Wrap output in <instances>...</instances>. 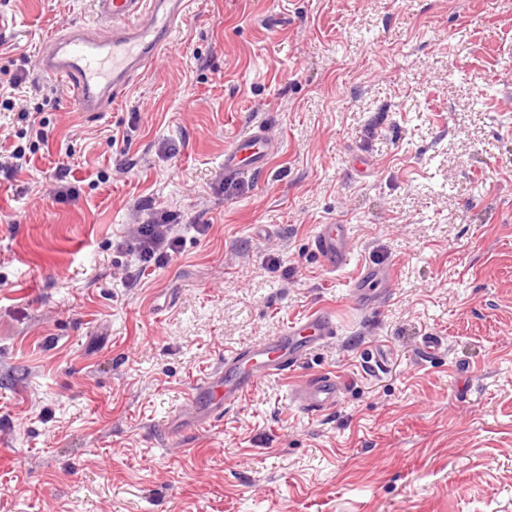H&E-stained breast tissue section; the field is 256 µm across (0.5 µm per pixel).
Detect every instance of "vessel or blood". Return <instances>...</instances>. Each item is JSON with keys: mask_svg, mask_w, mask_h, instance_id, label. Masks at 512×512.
Instances as JSON below:
<instances>
[{"mask_svg": "<svg viewBox=\"0 0 512 512\" xmlns=\"http://www.w3.org/2000/svg\"><path fill=\"white\" fill-rule=\"evenodd\" d=\"M100 26L81 27L53 36L41 54L42 71L67 84L77 111L103 112L133 77L153 60L180 31L190 0H92ZM275 147L262 127L238 136L224 153L228 171L263 169ZM347 227L322 224L313 246L329 269L346 263ZM389 269L367 265L354 284L358 300H368L374 286L391 284ZM336 333V323L314 311L290 321L277 336L225 353L220 366L191 389L187 403L170 422V430L197 427L222 415L269 377L287 376L314 347ZM340 381L324 374L308 378L291 399L304 413L315 416L334 408Z\"/></svg>", "mask_w": 512, "mask_h": 512, "instance_id": "vessel-or-blood-1", "label": "vessel or blood"}]
</instances>
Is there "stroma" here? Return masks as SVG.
<instances>
[{"instance_id": "35a3bbf8", "label": "stroma", "mask_w": 512, "mask_h": 512, "mask_svg": "<svg viewBox=\"0 0 512 512\" xmlns=\"http://www.w3.org/2000/svg\"><path fill=\"white\" fill-rule=\"evenodd\" d=\"M0 12V82L47 133L0 181V512H512V0H193L104 112L40 70L91 0ZM259 124L268 165L225 171ZM154 211L182 243L144 269ZM320 224L348 227L339 270ZM365 262L395 281L363 309ZM319 308L337 332L296 371L164 435L225 352ZM317 373L346 388L310 417ZM340 391L341 382L335 376L317 375L300 383L291 399L302 412L315 416L334 408Z\"/></svg>"}]
</instances>
